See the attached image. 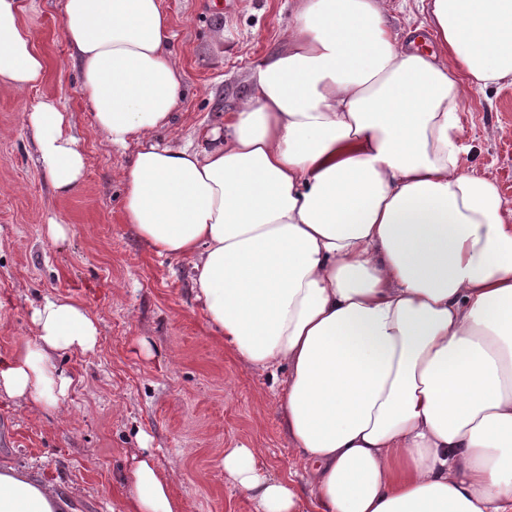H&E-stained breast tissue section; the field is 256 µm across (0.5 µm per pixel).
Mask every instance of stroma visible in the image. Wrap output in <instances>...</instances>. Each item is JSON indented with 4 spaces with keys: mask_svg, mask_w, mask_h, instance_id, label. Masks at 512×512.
Segmentation results:
<instances>
[{
    "mask_svg": "<svg viewBox=\"0 0 512 512\" xmlns=\"http://www.w3.org/2000/svg\"><path fill=\"white\" fill-rule=\"evenodd\" d=\"M186 75L185 95L161 139L195 141L251 92L249 66L279 50L291 0H162ZM48 64L26 100L0 92V356L33 342L32 303L68 296L94 316L93 352L62 356L75 380L61 412L0 398V460L53 482L76 512H126L124 475L151 450L179 512H253L224 479L225 449H260L269 472L287 476L294 451L278 411L288 374L251 369L210 329L196 303L190 259L157 256L126 223L123 173L137 143L112 149L78 90L62 35L60 0H23ZM56 97L72 112L86 176L58 198L25 128L26 103ZM469 170L494 176L512 220V100L502 87L473 95L463 114ZM68 227L53 241L49 220Z\"/></svg>",
    "mask_w": 512,
    "mask_h": 512,
    "instance_id": "1",
    "label": "stroma"
}]
</instances>
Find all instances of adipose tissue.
<instances>
[{
  "label": "adipose tissue",
  "mask_w": 512,
  "mask_h": 512,
  "mask_svg": "<svg viewBox=\"0 0 512 512\" xmlns=\"http://www.w3.org/2000/svg\"><path fill=\"white\" fill-rule=\"evenodd\" d=\"M62 32L95 128L137 142L126 223L157 255L192 261L210 328L249 367H287L280 411L301 479L258 449L225 450L253 512H512V224L496 180L463 163L472 95L512 82V0H428L403 31L385 0H293L252 92L195 148L157 134L183 96L162 0H61ZM441 50L412 46L421 27ZM23 0H0V89L46 79ZM56 195L82 185L70 114L23 112ZM33 344L0 358V396L60 410L62 352L99 331L47 296ZM128 512H178L151 460L126 476ZM53 483L0 464V512H67Z\"/></svg>",
  "instance_id": "adipose-tissue-1"
}]
</instances>
